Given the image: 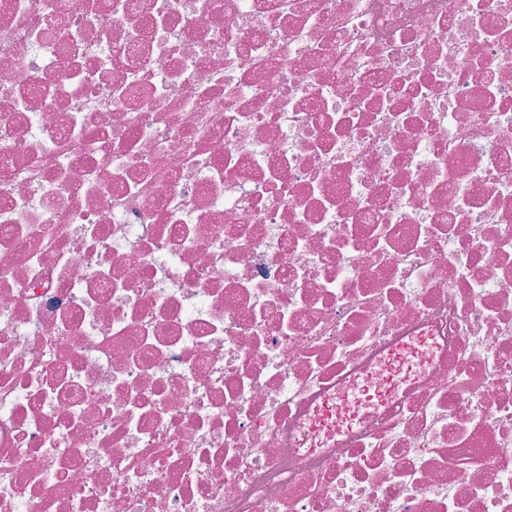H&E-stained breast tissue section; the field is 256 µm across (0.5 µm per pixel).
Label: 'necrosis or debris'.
<instances>
[{
  "mask_svg": "<svg viewBox=\"0 0 512 512\" xmlns=\"http://www.w3.org/2000/svg\"><path fill=\"white\" fill-rule=\"evenodd\" d=\"M0 512H512V0H0Z\"/></svg>",
  "mask_w": 512,
  "mask_h": 512,
  "instance_id": "necrosis-or-debris-1",
  "label": "necrosis or debris"
}]
</instances>
